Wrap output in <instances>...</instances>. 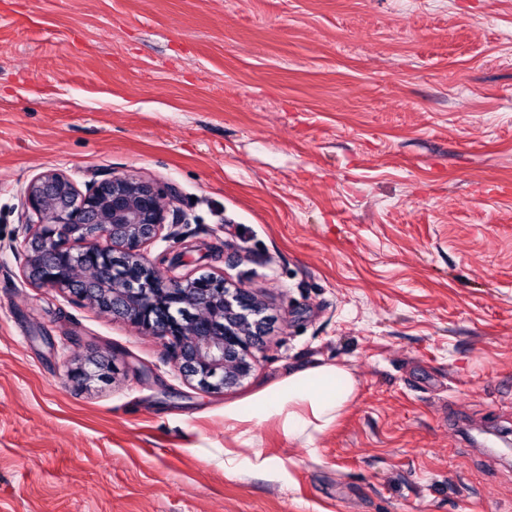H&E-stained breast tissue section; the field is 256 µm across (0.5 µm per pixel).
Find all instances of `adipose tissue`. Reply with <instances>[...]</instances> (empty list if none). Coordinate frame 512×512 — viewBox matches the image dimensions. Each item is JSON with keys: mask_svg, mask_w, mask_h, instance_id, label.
<instances>
[{"mask_svg": "<svg viewBox=\"0 0 512 512\" xmlns=\"http://www.w3.org/2000/svg\"><path fill=\"white\" fill-rule=\"evenodd\" d=\"M357 387L358 380L347 367L320 365L296 371L277 386L258 392L247 407L225 405L224 418L236 425L276 418L289 439L310 445L339 420Z\"/></svg>", "mask_w": 512, "mask_h": 512, "instance_id": "1", "label": "adipose tissue"}]
</instances>
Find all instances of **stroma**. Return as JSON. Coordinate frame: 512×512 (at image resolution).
Segmentation results:
<instances>
[{
  "label": "stroma",
  "mask_w": 512,
  "mask_h": 512,
  "mask_svg": "<svg viewBox=\"0 0 512 512\" xmlns=\"http://www.w3.org/2000/svg\"><path fill=\"white\" fill-rule=\"evenodd\" d=\"M48 169L176 189L147 256L265 303L249 376L25 280ZM322 364L337 426L225 474V405ZM478 427L512 431V0H0V512H512ZM108 364L92 358L84 362H76L70 365L66 372L68 383L73 386L87 387L95 380L102 381L107 377Z\"/></svg>",
  "instance_id": "obj_1"
}]
</instances>
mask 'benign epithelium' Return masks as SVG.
I'll return each mask as SVG.
<instances>
[{
    "mask_svg": "<svg viewBox=\"0 0 512 512\" xmlns=\"http://www.w3.org/2000/svg\"><path fill=\"white\" fill-rule=\"evenodd\" d=\"M173 188L133 175H114L81 191L62 171L33 178L21 193L36 216L27 225L24 278L36 288L70 293L132 327L171 339L178 372L213 392L241 383L251 351L269 318L255 294L224 273L164 279L147 247L163 237L165 200ZM97 359L76 362L68 383L86 387L107 377Z\"/></svg>",
    "mask_w": 512,
    "mask_h": 512,
    "instance_id": "1",
    "label": "benign epithelium"
}]
</instances>
